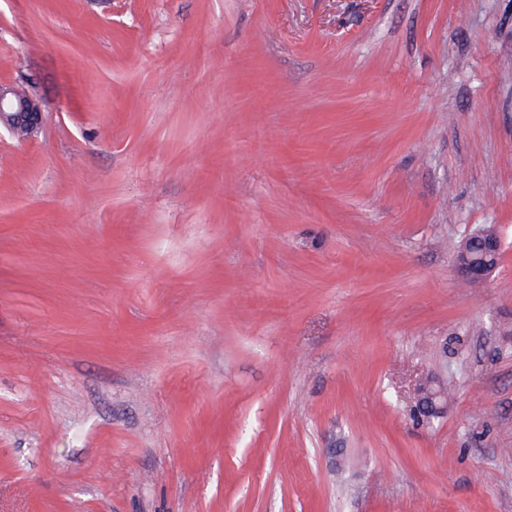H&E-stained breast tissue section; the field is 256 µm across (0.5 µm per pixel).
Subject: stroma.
<instances>
[{
  "label": "stroma",
  "instance_id": "stroma-1",
  "mask_svg": "<svg viewBox=\"0 0 512 512\" xmlns=\"http://www.w3.org/2000/svg\"><path fill=\"white\" fill-rule=\"evenodd\" d=\"M1 81L0 512H512V0H0ZM43 122L39 101L13 84L0 83V130L8 132L20 141L30 139ZM500 250L501 242L495 232H479L465 239L456 250L457 266L467 280L482 279L493 269ZM419 394L427 393L429 403L435 411L442 414L448 406V396L445 393L442 382L438 378H431L422 385Z\"/></svg>",
  "mask_w": 512,
  "mask_h": 512
}]
</instances>
